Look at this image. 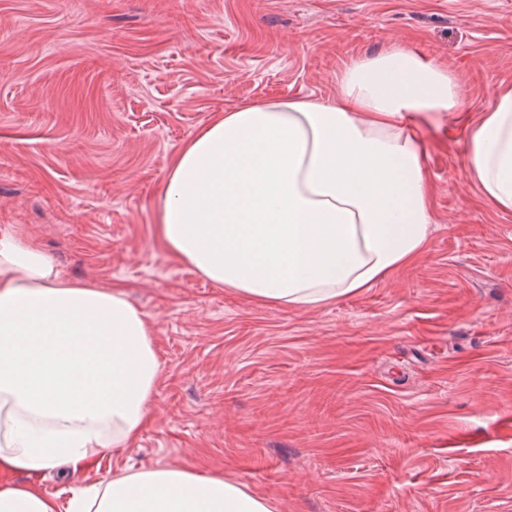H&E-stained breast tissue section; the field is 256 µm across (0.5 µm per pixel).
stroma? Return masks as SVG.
<instances>
[{"label":"stroma","mask_w":512,"mask_h":512,"mask_svg":"<svg viewBox=\"0 0 512 512\" xmlns=\"http://www.w3.org/2000/svg\"><path fill=\"white\" fill-rule=\"evenodd\" d=\"M399 44L453 72L476 118L512 85V0H0V227L69 279L121 287L162 366L148 425L100 472L177 465L277 512H512V213L427 126V250L316 310L243 298L161 241L179 149L216 113L321 99Z\"/></svg>","instance_id":"35a3bbf8"}]
</instances>
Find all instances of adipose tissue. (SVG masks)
Returning a JSON list of instances; mask_svg holds the SVG:
<instances>
[{
  "label": "adipose tissue",
  "mask_w": 512,
  "mask_h": 512,
  "mask_svg": "<svg viewBox=\"0 0 512 512\" xmlns=\"http://www.w3.org/2000/svg\"><path fill=\"white\" fill-rule=\"evenodd\" d=\"M456 77L401 45L350 61L336 95L245 101L177 152L158 212L170 252L247 299L317 309L423 254L432 194L421 122L460 119ZM468 170L512 212V86L465 122ZM161 366L154 327L123 289L64 277L0 228V512H276L241 484L169 464L65 497L36 477L92 470L145 428Z\"/></svg>",
  "instance_id": "ef3b65f1"
}]
</instances>
